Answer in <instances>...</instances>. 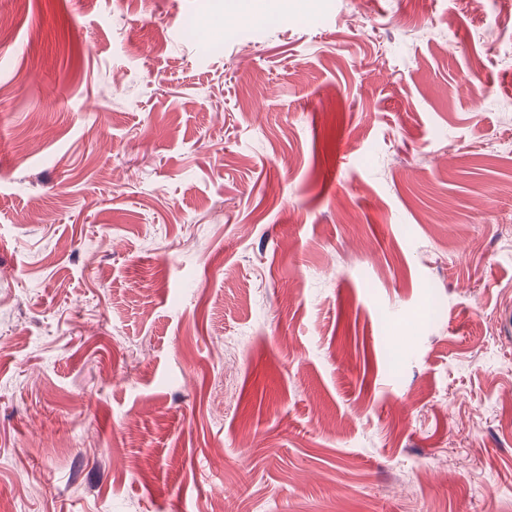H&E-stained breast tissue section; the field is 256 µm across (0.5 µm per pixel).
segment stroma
<instances>
[{
  "mask_svg": "<svg viewBox=\"0 0 512 512\" xmlns=\"http://www.w3.org/2000/svg\"><path fill=\"white\" fill-rule=\"evenodd\" d=\"M263 3L0 0V512H512V30Z\"/></svg>",
  "mask_w": 512,
  "mask_h": 512,
  "instance_id": "stroma-1",
  "label": "stroma"
}]
</instances>
